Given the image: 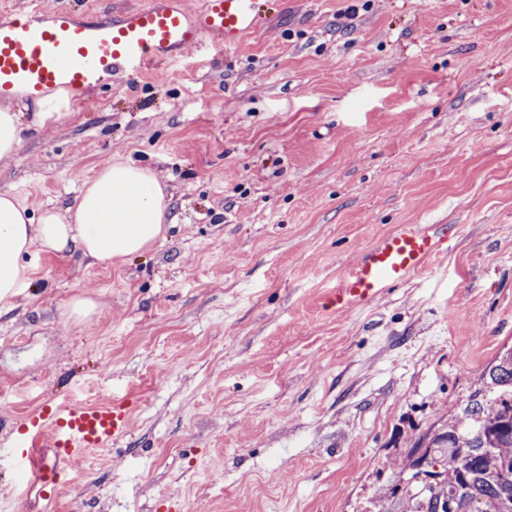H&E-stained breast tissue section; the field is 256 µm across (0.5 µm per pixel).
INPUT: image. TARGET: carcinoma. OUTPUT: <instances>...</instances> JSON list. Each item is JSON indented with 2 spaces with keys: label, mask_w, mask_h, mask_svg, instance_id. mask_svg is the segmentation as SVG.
<instances>
[{
  "label": "carcinoma",
  "mask_w": 512,
  "mask_h": 512,
  "mask_svg": "<svg viewBox=\"0 0 512 512\" xmlns=\"http://www.w3.org/2000/svg\"><path fill=\"white\" fill-rule=\"evenodd\" d=\"M497 392L487 404L486 391ZM412 512H512V350L481 377L461 412L413 445Z\"/></svg>",
  "instance_id": "obj_1"
}]
</instances>
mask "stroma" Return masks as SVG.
<instances>
[{"label":"stroma","instance_id":"1","mask_svg":"<svg viewBox=\"0 0 512 512\" xmlns=\"http://www.w3.org/2000/svg\"><path fill=\"white\" fill-rule=\"evenodd\" d=\"M351 3L268 0L237 50L91 90L0 161L37 213L116 160L168 211L108 266L25 256L0 415L64 393L130 428L51 501L0 468V512H385L413 442L512 348V0ZM401 224L460 231L365 310L325 309Z\"/></svg>","mask_w":512,"mask_h":512}]
</instances>
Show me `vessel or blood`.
Listing matches in <instances>:
<instances>
[{
    "instance_id": "1",
    "label": "vessel or blood",
    "mask_w": 512,
    "mask_h": 512,
    "mask_svg": "<svg viewBox=\"0 0 512 512\" xmlns=\"http://www.w3.org/2000/svg\"><path fill=\"white\" fill-rule=\"evenodd\" d=\"M262 0H145L100 18L32 5L0 16V102L63 88L75 101L122 73L159 78L189 49L229 52L263 18ZM459 232L454 224H402L350 264L329 294L336 312L360 311L425 268ZM129 418L118 406L53 397L26 415L9 463L31 474L42 497L71 479L74 462L124 437Z\"/></svg>"
}]
</instances>
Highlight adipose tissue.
<instances>
[{
    "mask_svg": "<svg viewBox=\"0 0 512 512\" xmlns=\"http://www.w3.org/2000/svg\"><path fill=\"white\" fill-rule=\"evenodd\" d=\"M33 116L0 107V160L19 150L28 128H42L70 115V96L57 89L33 102ZM164 185L147 168L125 161L103 166L84 183L65 211L33 214L15 194L0 191V303L13 299L26 277L25 255L59 257L79 251L96 263L142 253L167 221Z\"/></svg>",
    "mask_w": 512,
    "mask_h": 512,
    "instance_id": "adipose-tissue-1",
    "label": "adipose tissue"
}]
</instances>
